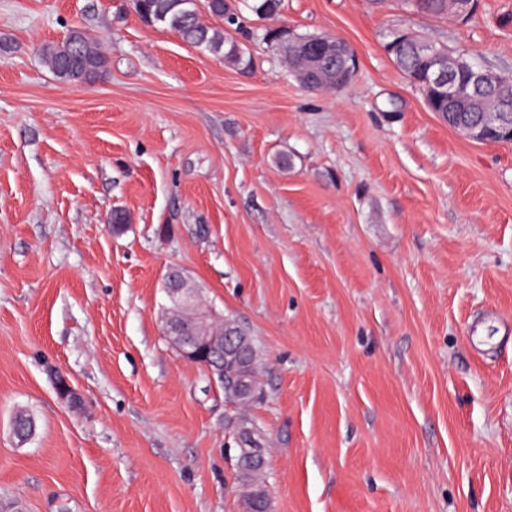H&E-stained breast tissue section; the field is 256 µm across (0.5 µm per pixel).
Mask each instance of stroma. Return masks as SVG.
I'll return each mask as SVG.
<instances>
[{
	"label": "stroma",
	"instance_id": "1",
	"mask_svg": "<svg viewBox=\"0 0 512 512\" xmlns=\"http://www.w3.org/2000/svg\"><path fill=\"white\" fill-rule=\"evenodd\" d=\"M283 21L345 42L352 84L304 88L247 11L242 70L128 0H0V512H240L237 411L161 330L171 267L260 350L271 512H512V142L448 126L383 48L398 25L512 76V0ZM74 27L105 80L43 67Z\"/></svg>",
	"mask_w": 512,
	"mask_h": 512
}]
</instances>
